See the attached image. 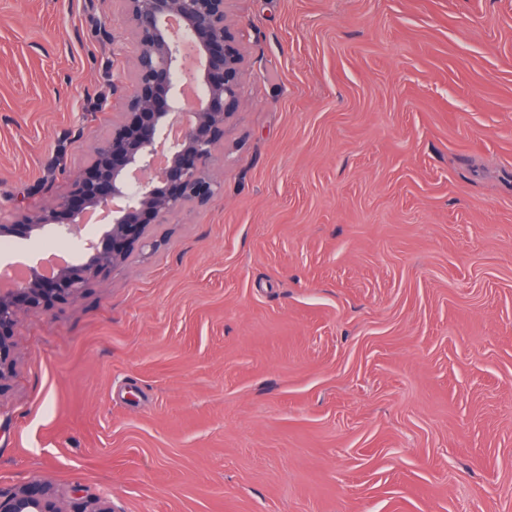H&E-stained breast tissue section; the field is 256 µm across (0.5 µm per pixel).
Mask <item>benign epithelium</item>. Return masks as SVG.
I'll list each match as a JSON object with an SVG mask.
<instances>
[{
    "label": "benign epithelium",
    "mask_w": 512,
    "mask_h": 512,
    "mask_svg": "<svg viewBox=\"0 0 512 512\" xmlns=\"http://www.w3.org/2000/svg\"><path fill=\"white\" fill-rule=\"evenodd\" d=\"M138 44L135 71L126 86V111L111 137L96 148L73 189L41 213L18 224L1 223L0 238L35 239L53 225L67 235L90 210H112L93 247L52 275L33 269L0 285V383L12 372L13 336L22 309L48 310L52 294L79 296L89 283L123 266L150 244L151 226L190 202L206 203L222 191L209 162L224 125L240 103L244 57L226 24L227 0H122ZM203 89L186 111L184 88ZM163 146L167 164L155 165ZM0 512H63L55 492L34 484L0 494Z\"/></svg>",
    "instance_id": "1"
}]
</instances>
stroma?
Returning a JSON list of instances; mask_svg holds the SVG:
<instances>
[{"label":"stroma","instance_id":"1","mask_svg":"<svg viewBox=\"0 0 512 512\" xmlns=\"http://www.w3.org/2000/svg\"><path fill=\"white\" fill-rule=\"evenodd\" d=\"M221 195L24 312L0 492L67 512H512V0H229ZM121 0H0V220L126 108ZM0 512H65L55 492L48 486L20 487L7 495L0 494Z\"/></svg>","mask_w":512,"mask_h":512}]
</instances>
